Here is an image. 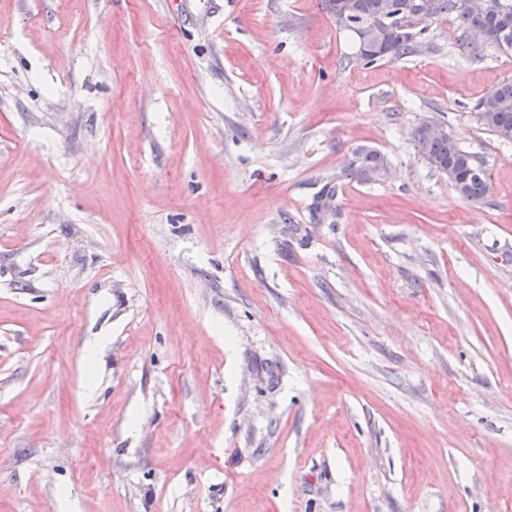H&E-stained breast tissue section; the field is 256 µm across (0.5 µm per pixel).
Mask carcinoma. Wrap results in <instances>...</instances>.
Listing matches in <instances>:
<instances>
[{
    "mask_svg": "<svg viewBox=\"0 0 512 512\" xmlns=\"http://www.w3.org/2000/svg\"><path fill=\"white\" fill-rule=\"evenodd\" d=\"M350 5L349 26L356 31L371 24L379 25L377 35L393 49L392 59H402L416 51L413 39L424 32L429 23L453 19L465 32L484 35L485 41L471 47L474 55L483 48L500 53H512V0H492L491 9L473 12L463 0H434L433 12L419 13L413 0H344ZM482 126L502 142H512V79L502 80L480 97L474 105ZM427 163L448 176L456 193L465 201L482 204L491 192L488 174H480L482 163L472 153L461 148L448 134L425 144ZM386 160L374 149L354 152L342 175L363 181L373 179L376 172L385 171Z\"/></svg>",
    "mask_w": 512,
    "mask_h": 512,
    "instance_id": "obj_1",
    "label": "carcinoma"
}]
</instances>
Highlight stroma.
I'll list each match as a JSON object with an SVG mask.
<instances>
[{"label": "stroma", "instance_id": "stroma-1", "mask_svg": "<svg viewBox=\"0 0 512 512\" xmlns=\"http://www.w3.org/2000/svg\"><path fill=\"white\" fill-rule=\"evenodd\" d=\"M419 41L355 62L322 0H0V512H512V144L474 111L512 56ZM420 138L415 131L414 140L421 155L428 140L424 157L427 163L437 172L448 175L449 182L463 200L474 205L483 204L491 192V183L485 169L483 175L478 172L482 163L477 157L461 148L443 126L430 124L424 140L420 141ZM385 166H387L386 160L378 151L362 148L354 152L352 160L343 170L342 175L371 181L374 173L385 171Z\"/></svg>", "mask_w": 512, "mask_h": 512}]
</instances>
